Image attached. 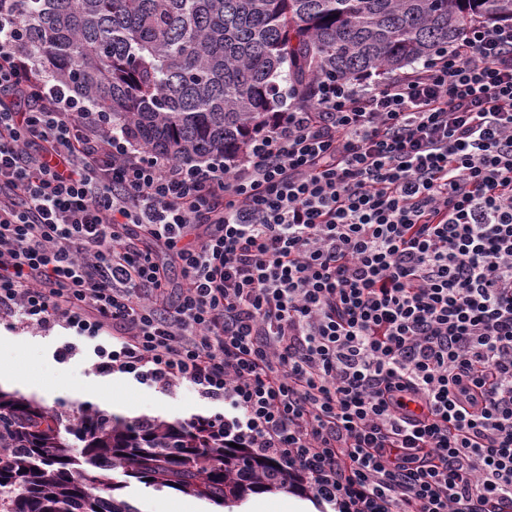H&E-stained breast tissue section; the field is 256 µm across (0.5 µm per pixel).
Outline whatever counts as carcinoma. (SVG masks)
Listing matches in <instances>:
<instances>
[{
    "label": "carcinoma",
    "instance_id": "carcinoma-1",
    "mask_svg": "<svg viewBox=\"0 0 512 512\" xmlns=\"http://www.w3.org/2000/svg\"><path fill=\"white\" fill-rule=\"evenodd\" d=\"M512 22V0H22L29 50L142 148L172 160L238 157L288 96L325 77L398 71ZM224 507L299 488L218 433L98 411L72 423L0 389V512H139L106 476Z\"/></svg>",
    "mask_w": 512,
    "mask_h": 512
}]
</instances>
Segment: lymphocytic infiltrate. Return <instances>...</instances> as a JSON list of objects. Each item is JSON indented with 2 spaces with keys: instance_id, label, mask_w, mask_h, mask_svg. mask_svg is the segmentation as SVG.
Here are the masks:
<instances>
[{
  "instance_id": "f902f5d3",
  "label": "lymphocytic infiltrate",
  "mask_w": 512,
  "mask_h": 512,
  "mask_svg": "<svg viewBox=\"0 0 512 512\" xmlns=\"http://www.w3.org/2000/svg\"><path fill=\"white\" fill-rule=\"evenodd\" d=\"M0 0V323L224 401L335 512H512V24L322 79L245 157L143 150ZM181 282L171 288L169 271Z\"/></svg>"
}]
</instances>
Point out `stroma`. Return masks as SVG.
<instances>
[{
	"instance_id": "obj_1",
	"label": "stroma",
	"mask_w": 512,
	"mask_h": 512,
	"mask_svg": "<svg viewBox=\"0 0 512 512\" xmlns=\"http://www.w3.org/2000/svg\"><path fill=\"white\" fill-rule=\"evenodd\" d=\"M1 360L19 361L25 377L20 383L2 381L0 389L24 392L26 398L67 417L93 408L127 420L160 418L182 423L196 415L224 412L223 402L201 397L186 383L165 391L130 374L97 373L92 342L59 327L47 330L0 324ZM93 384L112 390L113 402L104 404L92 398L87 388Z\"/></svg>"
}]
</instances>
